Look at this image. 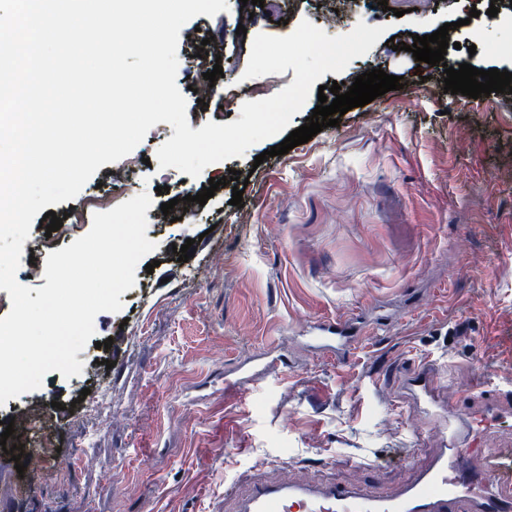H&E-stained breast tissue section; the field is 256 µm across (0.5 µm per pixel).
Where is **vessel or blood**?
I'll list each match as a JSON object with an SVG mask.
<instances>
[{
	"mask_svg": "<svg viewBox=\"0 0 512 512\" xmlns=\"http://www.w3.org/2000/svg\"><path fill=\"white\" fill-rule=\"evenodd\" d=\"M366 328L348 322L311 325L309 345L336 357L347 356L366 335ZM415 410L406 421L417 436L434 435L439 446L412 478L395 492L377 491L365 482L342 484L308 475L280 480L253 479L225 490L233 512H512V469L502 468L497 452L482 447V430L505 414L493 402L471 417L453 414L440 396L438 381L425 366L405 383ZM480 466H473V457Z\"/></svg>",
	"mask_w": 512,
	"mask_h": 512,
	"instance_id": "vessel-or-blood-1",
	"label": "vessel or blood"
}]
</instances>
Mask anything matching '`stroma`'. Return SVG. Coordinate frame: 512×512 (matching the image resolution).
<instances>
[{
    "label": "stroma",
    "instance_id": "1",
    "mask_svg": "<svg viewBox=\"0 0 512 512\" xmlns=\"http://www.w3.org/2000/svg\"><path fill=\"white\" fill-rule=\"evenodd\" d=\"M227 3L179 32L176 83L195 131L239 120L254 88L271 96L293 82L291 68L275 83L244 79L255 35L286 36L304 19L323 24L320 0ZM489 6L351 0L349 26L382 25L386 34L322 84L381 69L402 77L403 89L349 110L287 154L256 163L279 144L275 136L196 178L155 164L174 134L160 122L130 156L101 165L74 202L54 205L61 216L100 194L125 201L151 192L146 237L159 265L137 267L121 311L96 316L79 375L49 372L38 390L0 405L5 422L17 409H42L68 460L27 486L0 450V512H224L225 487L254 476L312 471L352 484L371 467L394 487L435 446L430 436L416 440L404 418L401 382L422 364L461 411L512 404V94L467 100L444 91L448 66L512 72V0L494 17ZM245 11L253 18L241 34ZM451 22L444 65L392 48ZM204 45L210 54L197 59ZM203 62L221 63L224 76L202 99L188 78ZM233 169L250 176L242 206L221 185L190 220L178 206L163 215L185 188L201 191ZM189 238L194 255L184 262L173 248ZM321 320L378 333L346 358L315 354L300 337ZM118 335L125 343L103 349ZM272 348L281 363L243 397H225V373ZM482 378L493 380L492 393L476 390ZM103 383L108 418L81 394ZM81 455L87 463L75 465Z\"/></svg>",
    "mask_w": 512,
    "mask_h": 512
}]
</instances>
